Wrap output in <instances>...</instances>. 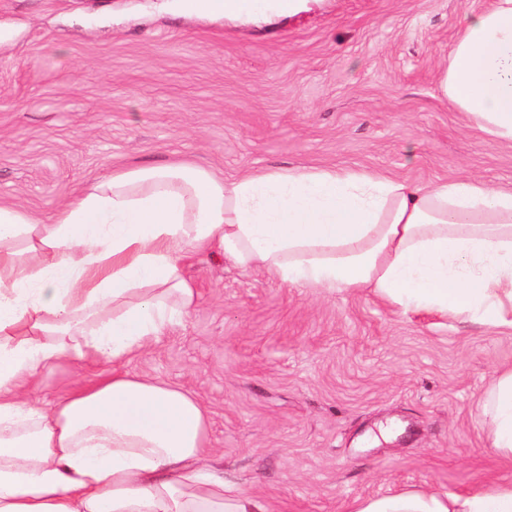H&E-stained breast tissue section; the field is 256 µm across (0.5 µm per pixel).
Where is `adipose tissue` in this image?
I'll return each mask as SVG.
<instances>
[{"label": "adipose tissue", "mask_w": 512, "mask_h": 512, "mask_svg": "<svg viewBox=\"0 0 512 512\" xmlns=\"http://www.w3.org/2000/svg\"><path fill=\"white\" fill-rule=\"evenodd\" d=\"M298 0H182L237 21ZM443 97L512 142V0L468 13ZM221 255L282 284L367 289L402 312L512 329V189L476 178L413 186L369 172L269 168L231 182L134 167L90 182L51 221L0 206V512H272L229 492L192 395L123 370L197 304L190 258ZM111 375L51 408L32 380L61 358ZM490 446L512 459V368L482 398ZM354 512H512V484L407 492Z\"/></svg>", "instance_id": "adipose-tissue-1"}]
</instances>
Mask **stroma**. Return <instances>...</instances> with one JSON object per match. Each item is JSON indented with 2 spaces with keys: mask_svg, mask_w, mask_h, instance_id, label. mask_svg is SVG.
Wrapping results in <instances>:
<instances>
[{
  "mask_svg": "<svg viewBox=\"0 0 512 512\" xmlns=\"http://www.w3.org/2000/svg\"><path fill=\"white\" fill-rule=\"evenodd\" d=\"M172 2L0 0V205L48 220L87 182L159 164L225 181L307 167L512 187V143L438 90L463 15L493 0H304L262 27ZM186 276L197 306L125 369L206 406L233 489L275 512H351L512 482L480 407L512 366V330L289 287L221 257ZM111 370L64 358L33 385L49 406Z\"/></svg>",
  "mask_w": 512,
  "mask_h": 512,
  "instance_id": "obj_1",
  "label": "stroma"
}]
</instances>
